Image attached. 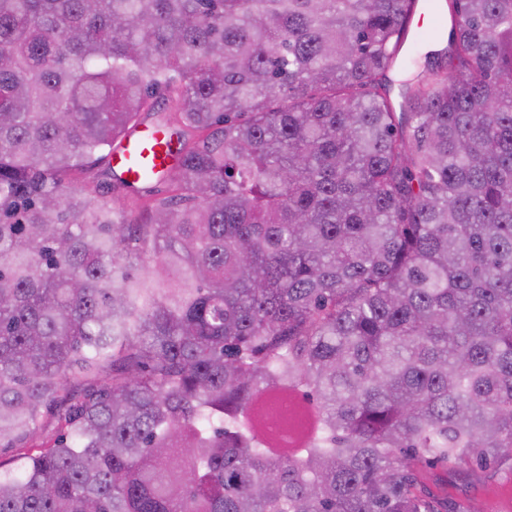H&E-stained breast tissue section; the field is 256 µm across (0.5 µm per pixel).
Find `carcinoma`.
<instances>
[{"label": "carcinoma", "mask_w": 512, "mask_h": 512, "mask_svg": "<svg viewBox=\"0 0 512 512\" xmlns=\"http://www.w3.org/2000/svg\"><path fill=\"white\" fill-rule=\"evenodd\" d=\"M449 2L396 80L419 0H0V512H439L423 465L512 464V0ZM144 114L174 164L127 181Z\"/></svg>", "instance_id": "obj_1"}]
</instances>
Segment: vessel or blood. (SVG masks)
<instances>
[{"label":"vessel or blood","mask_w":512,"mask_h":512,"mask_svg":"<svg viewBox=\"0 0 512 512\" xmlns=\"http://www.w3.org/2000/svg\"><path fill=\"white\" fill-rule=\"evenodd\" d=\"M170 163L165 135L145 127L136 128L112 152L113 167L131 181L138 179L144 168L158 171Z\"/></svg>","instance_id":"b4317fda"}]
</instances>
